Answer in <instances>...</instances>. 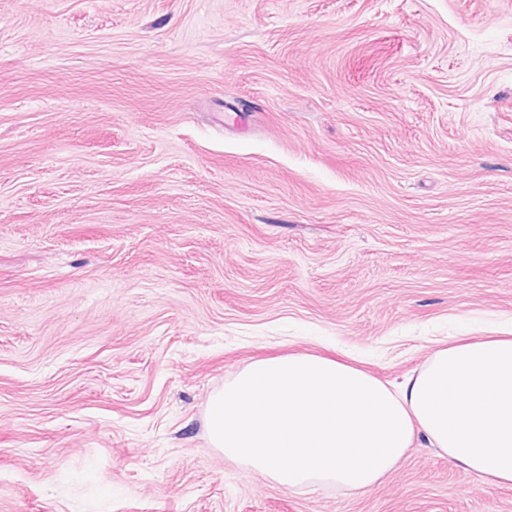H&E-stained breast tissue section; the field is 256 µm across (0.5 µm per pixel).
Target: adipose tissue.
<instances>
[{
  "instance_id": "1",
  "label": "adipose tissue",
  "mask_w": 512,
  "mask_h": 512,
  "mask_svg": "<svg viewBox=\"0 0 512 512\" xmlns=\"http://www.w3.org/2000/svg\"><path fill=\"white\" fill-rule=\"evenodd\" d=\"M207 431L225 458L290 491L362 494L420 440L510 486L512 335L459 340L394 384L315 354L259 359L212 398Z\"/></svg>"
}]
</instances>
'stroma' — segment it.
Returning a JSON list of instances; mask_svg holds the SVG:
<instances>
[{"label": "stroma", "instance_id": "obj_1", "mask_svg": "<svg viewBox=\"0 0 512 512\" xmlns=\"http://www.w3.org/2000/svg\"><path fill=\"white\" fill-rule=\"evenodd\" d=\"M512 324V0H0V512H512L212 447L249 362L395 381Z\"/></svg>", "mask_w": 512, "mask_h": 512}]
</instances>
